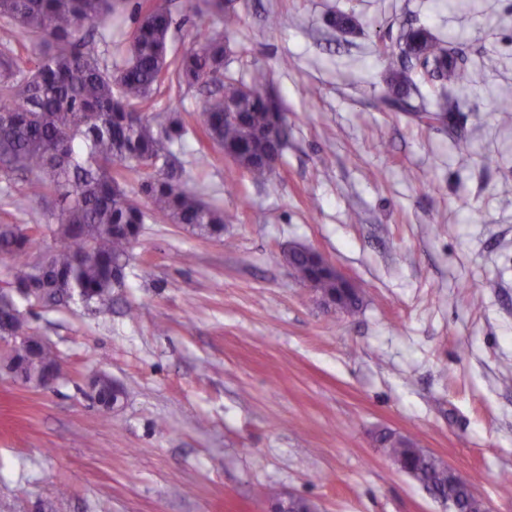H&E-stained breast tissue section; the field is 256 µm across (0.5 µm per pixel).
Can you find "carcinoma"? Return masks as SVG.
I'll return each mask as SVG.
<instances>
[{"mask_svg": "<svg viewBox=\"0 0 512 512\" xmlns=\"http://www.w3.org/2000/svg\"><path fill=\"white\" fill-rule=\"evenodd\" d=\"M165 2L149 0L140 13L130 36V58L114 78L79 37V26L112 25L116 0H0L1 26L30 41L48 38L46 50L26 69L12 49L0 51V162L4 176L21 173L29 185L7 194L8 205L25 212L36 201L50 202L57 219L54 224L0 223V256L16 260L12 279L0 285V332L16 337L9 355L16 377L55 380L62 373L54 351L26 318L16 316L17 300L31 309H51L76 293L86 306L103 308L112 289L124 286V269L149 216L184 224L202 237L224 230V212L181 186L182 174L174 170L168 145L183 139L187 125L172 113L141 111L155 89L173 76L180 84H213L216 91L194 132L259 182L270 181L272 162L281 160L288 132L281 127L279 101L267 92V73L253 68L248 83L235 77L224 67L223 37L206 30L169 71L172 19ZM382 55L400 64L389 71L386 106L411 112L427 125L461 110L449 86L475 81L458 44L440 41L423 27L407 28ZM408 69L436 87L432 108L418 111L411 105ZM125 162L147 172L141 190L150 200L148 213L125 189L119 170ZM46 229L59 238V247L44 260L30 258ZM283 258L299 280L311 281L318 296L338 298L345 313L359 310L357 290H341L330 274L312 277L307 252L294 246ZM377 441L433 498L464 502L467 512H481L465 475L448 471L408 438L380 434Z\"/></svg>", "mask_w": 512, "mask_h": 512, "instance_id": "cac0c4a2", "label": "carcinoma"}]
</instances>
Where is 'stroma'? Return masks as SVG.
<instances>
[{"instance_id":"35a3bbf8","label":"stroma","mask_w":512,"mask_h":512,"mask_svg":"<svg viewBox=\"0 0 512 512\" xmlns=\"http://www.w3.org/2000/svg\"><path fill=\"white\" fill-rule=\"evenodd\" d=\"M138 3L81 27L112 73ZM232 5L229 32L170 0L169 55L206 28L228 70L267 72L288 124L272 181L187 136L171 150L223 209L220 238L149 221L105 311L19 303L63 372L47 390L22 384L0 349V512H268L274 492L320 512H445L378 447L384 428L512 512V0ZM341 12L353 29L334 26ZM412 25L460 43L482 77L430 126L382 104L381 49ZM209 92L168 82L152 109L190 121ZM292 245L348 276L360 311L317 303L280 259ZM103 375L124 389L117 410L89 385Z\"/></svg>"}]
</instances>
